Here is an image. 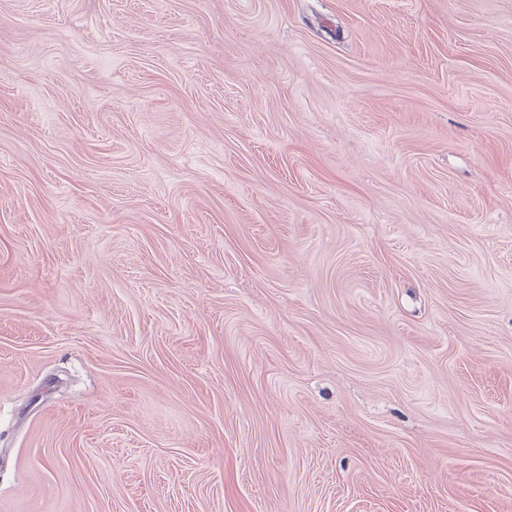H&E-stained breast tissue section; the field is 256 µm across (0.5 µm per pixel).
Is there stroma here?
Returning a JSON list of instances; mask_svg holds the SVG:
<instances>
[{
    "label": "stroma",
    "instance_id": "1",
    "mask_svg": "<svg viewBox=\"0 0 512 512\" xmlns=\"http://www.w3.org/2000/svg\"><path fill=\"white\" fill-rule=\"evenodd\" d=\"M0 512H512V0H0Z\"/></svg>",
    "mask_w": 512,
    "mask_h": 512
}]
</instances>
